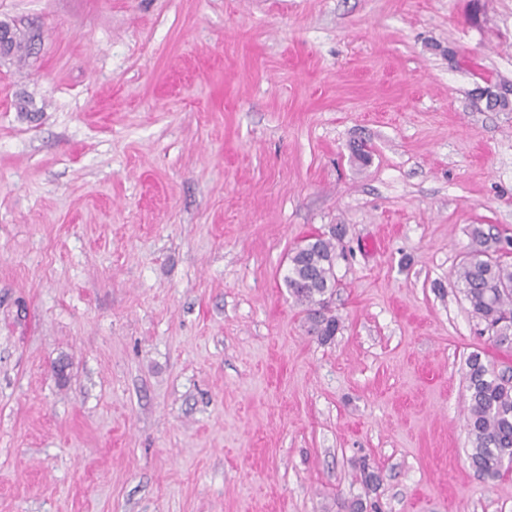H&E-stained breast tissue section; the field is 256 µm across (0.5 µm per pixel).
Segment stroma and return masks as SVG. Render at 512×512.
Wrapping results in <instances>:
<instances>
[{"mask_svg":"<svg viewBox=\"0 0 512 512\" xmlns=\"http://www.w3.org/2000/svg\"><path fill=\"white\" fill-rule=\"evenodd\" d=\"M0 512H512L455 276L512 239V0H0ZM371 148L368 165L353 154ZM336 245L329 342L289 254ZM380 475L366 488L361 463ZM17 36L8 42L6 54L9 59L14 58L17 61L25 60L33 53V45L39 41L40 34L36 32H23L15 28ZM469 406L465 420L469 442L467 459L479 477H504V460L512 461V367L496 369L479 352L466 360Z\"/></svg>","mask_w":512,"mask_h":512,"instance_id":"obj_1","label":"stroma"}]
</instances>
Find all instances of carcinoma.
Segmentation results:
<instances>
[{"label":"carcinoma","mask_w":512,"mask_h":512,"mask_svg":"<svg viewBox=\"0 0 512 512\" xmlns=\"http://www.w3.org/2000/svg\"><path fill=\"white\" fill-rule=\"evenodd\" d=\"M36 32H18L8 42L6 54L18 61L33 53ZM335 245L315 237L302 258L289 266L285 282L305 320L327 342L340 329L328 298L335 288ZM471 315L485 323L489 339L498 348L512 347V263L503 260L500 238L481 227L471 232V248L456 271ZM465 378L469 406L465 420L469 442L467 459L479 477L497 481L504 477L503 462L512 461V367L496 369L474 352L466 360Z\"/></svg>","instance_id":"cac0c4a2"}]
</instances>
